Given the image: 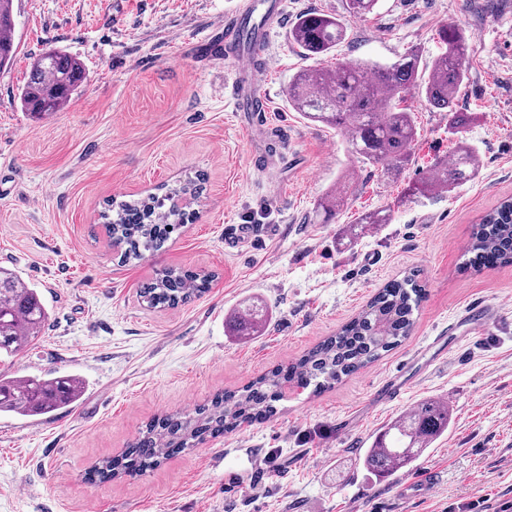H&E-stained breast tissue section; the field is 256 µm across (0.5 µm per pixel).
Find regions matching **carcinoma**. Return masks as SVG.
Returning <instances> with one entry per match:
<instances>
[{"instance_id":"carcinoma-1","label":"carcinoma","mask_w":512,"mask_h":512,"mask_svg":"<svg viewBox=\"0 0 512 512\" xmlns=\"http://www.w3.org/2000/svg\"><path fill=\"white\" fill-rule=\"evenodd\" d=\"M377 4L378 0H348L349 14L365 17ZM346 32L342 19L310 12L296 20L290 38L305 56L318 58L331 53ZM439 37L445 50L425 66L419 53L411 50L390 64L355 62L334 69H305L288 83V102L304 118L336 127L362 161L398 170L409 161L408 147L417 138L409 100L419 96L433 108L450 111L467 79L468 44L463 32L446 26ZM15 53L13 0H0V69L10 65ZM421 71L426 78H420ZM85 81V69L78 59L55 49L43 52L34 59L29 80L19 94L21 108L32 118L43 120L62 111L81 93ZM480 167L476 152L461 141L449 160L434 163V175L422 178L416 190L422 194L450 192L475 179ZM352 180V175H345L336 192L320 200L319 211L328 217L336 215L344 206ZM199 193L197 181L190 178L160 196L150 193L107 202L103 218L120 262L126 265L162 248L172 233L193 219V213L178 201ZM391 220V210L383 208L363 214L356 225L362 233ZM511 243L512 199H507L481 218L470 251L495 254L500 263L512 264ZM212 278L211 274L169 269L141 288L142 302L151 309L175 308L206 293ZM421 298L422 289L413 273L388 284L373 297L367 310L287 368L238 392L218 395L188 414L171 413L149 422L122 459H101L87 473L86 482L95 485L134 476L209 437L270 416L274 413L272 402L280 398L287 383L320 390L357 372L410 334L413 306ZM48 320L37 289L17 272L0 267V356L22 351ZM264 322V309L251 305L235 312L229 326L238 336H255ZM84 392L83 379L71 373L0 379V413L47 415L76 404ZM451 422L447 403L426 399L376 433L362 456L363 466L384 481L419 460Z\"/></svg>"}]
</instances>
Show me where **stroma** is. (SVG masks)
<instances>
[{"instance_id": "35a3bbf8", "label": "stroma", "mask_w": 512, "mask_h": 512, "mask_svg": "<svg viewBox=\"0 0 512 512\" xmlns=\"http://www.w3.org/2000/svg\"><path fill=\"white\" fill-rule=\"evenodd\" d=\"M270 31L271 70L252 80L268 94L267 122L250 130L226 87L233 68L201 45L236 0H14L17 51L0 70V266L38 289L49 325L0 376L77 373L82 400L52 416L0 414V512H512V264L470 268L483 215L512 198V46L498 32L512 0H379L350 18L347 0H282ZM345 18L347 35L320 62L288 31L308 12ZM452 25L469 45L456 113L414 100L418 136L398 173L363 163L335 129L288 103L300 70L347 61L390 63L442 51ZM79 58L87 83L62 111L37 122L18 93L34 57ZM466 142L480 175L425 198L413 188L435 160ZM264 170L254 172L253 157ZM203 174L193 223L141 261L123 265L100 217L129 200ZM355 184L332 223L316 205L343 175ZM393 220L357 243L346 233L364 212ZM241 224L259 227L238 241ZM212 274L209 290L153 310L141 287L165 269ZM417 273L424 295L413 330L374 363L324 391L291 388L276 414L210 438L135 477L91 485L101 459L121 458L151 419L189 412L300 358L358 315L387 282ZM270 317L253 337L225 320L249 299ZM498 308L479 335L457 329L479 304ZM448 338L434 366L412 356ZM406 371L399 401L374 404L384 381ZM447 402L453 423L418 462L438 476L429 500L397 488L410 469L376 482L360 453L389 421L426 399ZM259 474L239 479L246 458Z\"/></svg>"}]
</instances>
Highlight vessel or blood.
Wrapping results in <instances>:
<instances>
[{
  "label": "vessel or blood",
  "instance_id": "vessel-or-blood-1",
  "mask_svg": "<svg viewBox=\"0 0 512 512\" xmlns=\"http://www.w3.org/2000/svg\"><path fill=\"white\" fill-rule=\"evenodd\" d=\"M217 37L212 44L214 57L229 63L234 68L230 85V95L235 111L258 112L267 110V100L261 86H245L244 78L251 73L256 62L266 61V39L257 37L251 41H243L241 24L237 15H229L217 25ZM495 306L486 304L469 309L463 319V324L469 332L485 331L497 318ZM411 381L405 376L391 377L374 394V400L379 404H387L398 400L410 386ZM436 478L432 472L404 481L402 490L410 497H425L432 493Z\"/></svg>",
  "mask_w": 512,
  "mask_h": 512
}]
</instances>
